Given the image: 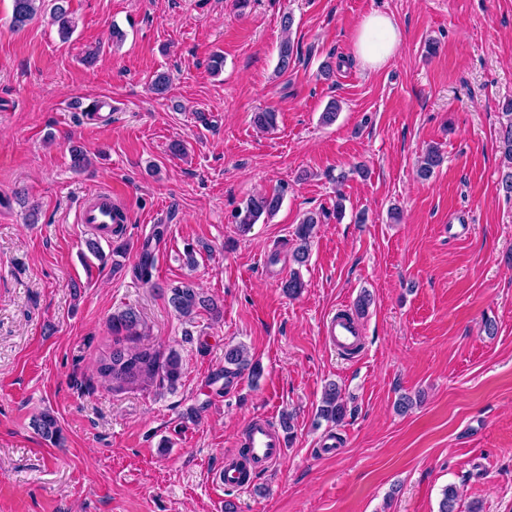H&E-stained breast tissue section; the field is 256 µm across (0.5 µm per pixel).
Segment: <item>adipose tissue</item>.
<instances>
[{
    "mask_svg": "<svg viewBox=\"0 0 512 512\" xmlns=\"http://www.w3.org/2000/svg\"><path fill=\"white\" fill-rule=\"evenodd\" d=\"M403 35L391 15L373 12L360 21L354 37V53L364 66L376 69L391 59Z\"/></svg>",
    "mask_w": 512,
    "mask_h": 512,
    "instance_id": "1",
    "label": "adipose tissue"
}]
</instances>
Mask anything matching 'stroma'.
Masks as SVG:
<instances>
[{"label": "stroma", "mask_w": 512, "mask_h": 512, "mask_svg": "<svg viewBox=\"0 0 512 512\" xmlns=\"http://www.w3.org/2000/svg\"><path fill=\"white\" fill-rule=\"evenodd\" d=\"M69 8L77 27L64 41L46 15L14 30L12 0H0V512H224L228 500L237 512H438L451 484L457 512H512V197L501 188L498 107L512 99V0ZM374 11L394 16L403 42L370 70L353 34ZM286 37L298 58L281 74ZM163 72L172 87L161 99L150 84ZM334 99L341 110L322 124ZM261 109L276 112L274 129L252 124ZM175 141L186 156L171 155ZM75 145L91 159L81 173ZM432 146L443 162L424 180L419 160ZM274 189L284 192L277 214L240 234L236 207ZM99 190L130 214L116 272L88 253L77 222ZM340 194L344 219L317 224L296 267V224ZM29 203L38 223L25 220ZM361 211L367 221L355 223ZM146 243L147 284L134 275ZM295 271L306 287L290 298L281 283ZM187 280L223 304L222 318L178 317L168 290ZM365 292L364 349L340 355L321 321ZM127 308L147 344L180 354L175 388L97 379L109 320ZM229 344L244 345L260 374L225 376ZM330 382L350 409L339 425L317 417ZM404 395L418 403L402 414ZM46 410L62 445L31 427ZM286 412L285 458L250 490L225 489L224 454L245 425ZM328 435L340 451L319 456Z\"/></svg>", "instance_id": "35a3bbf8"}]
</instances>
